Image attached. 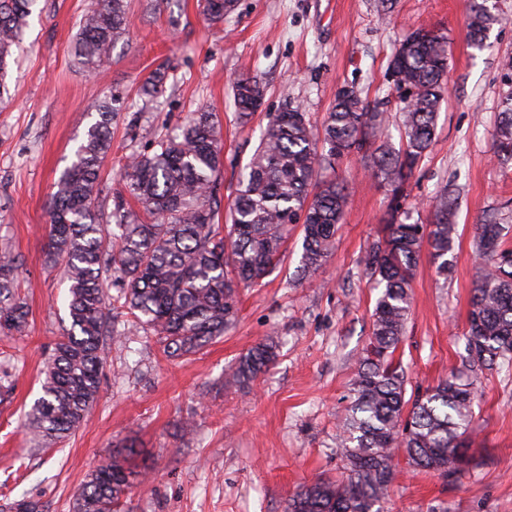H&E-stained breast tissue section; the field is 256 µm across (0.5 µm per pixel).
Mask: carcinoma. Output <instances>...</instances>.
Wrapping results in <instances>:
<instances>
[{
  "mask_svg": "<svg viewBox=\"0 0 512 512\" xmlns=\"http://www.w3.org/2000/svg\"><path fill=\"white\" fill-rule=\"evenodd\" d=\"M37 0H0V99L9 95L13 49L22 41ZM211 22L224 21L234 0H200ZM503 17L489 0H470L467 38L483 50ZM127 27V0H97L80 21L75 56L86 70H103L112 44ZM388 71L396 76L401 147L382 142L388 115L341 88L322 127L297 107L271 116L238 179L225 223H216V188L223 169L218 124L210 112H195L172 137L127 164L125 194L114 196L109 214L99 209L101 168L112 147L111 113L85 131L73 159L55 183L47 258L64 265L69 326L55 343L42 395L24 428L35 440L61 441L80 426L97 400L105 363L103 336L114 311L134 318L156 337L168 358L197 354L234 324L239 289L261 283L279 265L292 230L302 233L301 275L319 271L332 255L348 203L346 185L317 179L323 165L361 153L392 199L383 237L365 259L366 274L380 291L372 332L352 379L350 402L340 422L338 448L345 461L340 479L321 478L289 496L286 512H380L400 451L417 471L452 479L473 464L465 446L474 404L486 370L512 366V252L502 248L505 226L489 218L475 227L483 268L472 291L467 358L424 394L406 397L407 375L395 353L411 308V282L423 252L446 277L453 266L457 196L444 191L428 224L410 222L399 195L429 150L446 91L448 37L432 30L409 33ZM264 97L262 82L233 85L238 118L248 120ZM494 159L512 161V88L502 97ZM18 257L0 249V336H21L28 307L19 292ZM120 285L117 295L112 285ZM278 357L271 340L252 346L228 369L226 382L244 387ZM134 471L118 450L112 461L88 474L72 512H123Z\"/></svg>",
  "mask_w": 512,
  "mask_h": 512,
  "instance_id": "1",
  "label": "carcinoma"
}]
</instances>
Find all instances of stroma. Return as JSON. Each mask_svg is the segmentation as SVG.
I'll list each match as a JSON object with an SVG mask.
<instances>
[{"instance_id": "35a3bbf8", "label": "stroma", "mask_w": 512, "mask_h": 512, "mask_svg": "<svg viewBox=\"0 0 512 512\" xmlns=\"http://www.w3.org/2000/svg\"><path fill=\"white\" fill-rule=\"evenodd\" d=\"M377 3L237 0L222 23L211 24L199 0H128L127 31L99 78L72 51L95 0H38L14 51L10 96L0 100V248L20 258L18 282L29 309L26 335L0 340V362L9 370L0 381V512L24 497L39 499L46 512H70L87 475L129 445L146 475L132 487L125 512H285L298 488L344 473L339 423L378 294L364 262L391 199L357 154L335 169L348 183L349 204L322 269L299 277L302 235L291 232L277 269L261 285L241 289L237 322L189 357L166 358L153 337L117 318L104 340L99 396L81 426L55 444L30 442L22 422L68 324L63 266L46 258L47 204L107 99L114 114L112 152L101 171L104 210L124 186L128 158L150 151L198 111L213 113L221 129L225 207L270 114L298 106L321 124L343 86L395 112L387 76L395 48L416 29L446 34L447 94L403 206L424 222L445 185L459 189L454 271L439 276L422 256L395 357L412 395L461 367L480 276L474 226L488 214L512 225V162L498 164L491 151L512 73V0H497L507 22L493 27L482 52L468 43L467 0H396L385 24ZM158 68L166 74L163 91L142 101L140 88ZM246 75L259 77L266 95L244 124L232 87ZM264 340L278 342L277 362L248 388L226 385L228 366ZM469 440L474 463L452 480L398 459L384 512H512V371L486 372Z\"/></svg>"}]
</instances>
